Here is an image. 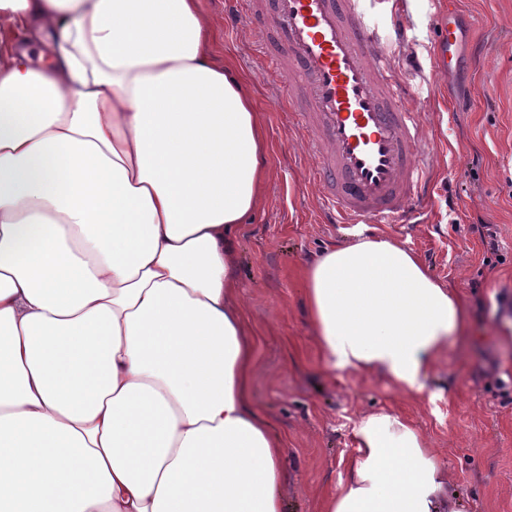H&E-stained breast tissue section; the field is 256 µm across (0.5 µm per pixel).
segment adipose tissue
Returning a JSON list of instances; mask_svg holds the SVG:
<instances>
[{
  "label": "adipose tissue",
  "instance_id": "adipose-tissue-1",
  "mask_svg": "<svg viewBox=\"0 0 512 512\" xmlns=\"http://www.w3.org/2000/svg\"><path fill=\"white\" fill-rule=\"evenodd\" d=\"M50 43L0 54V512H283L285 444L251 403L236 232L269 170L199 0H0ZM322 371L420 394L466 304L395 238L303 270ZM321 512H460L399 416L367 413Z\"/></svg>",
  "mask_w": 512,
  "mask_h": 512
}]
</instances>
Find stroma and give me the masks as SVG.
<instances>
[{
	"mask_svg": "<svg viewBox=\"0 0 512 512\" xmlns=\"http://www.w3.org/2000/svg\"><path fill=\"white\" fill-rule=\"evenodd\" d=\"M406 39L395 45L419 119L437 142L434 196L418 224H383L440 282L465 300L471 332L448 346L423 394L398 392L387 376L318 372L302 265L353 240L354 224H329L310 157L283 90L266 75L251 25L228 27L224 0H200L216 42L246 77L269 143L264 200L236 236V276L259 331L252 403L285 436L284 512H320L355 457L356 419L388 412L415 425L446 464L462 512H512V0H400ZM464 14L462 54L447 73L430 55L449 7ZM495 242L483 236L484 225Z\"/></svg>",
	"mask_w": 512,
	"mask_h": 512,
	"instance_id": "stroma-1",
	"label": "stroma"
}]
</instances>
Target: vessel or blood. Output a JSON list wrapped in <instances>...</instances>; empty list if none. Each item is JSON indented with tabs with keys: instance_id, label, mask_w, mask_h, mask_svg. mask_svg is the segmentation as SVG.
Here are the masks:
<instances>
[{
	"instance_id": "1",
	"label": "vessel or blood",
	"mask_w": 512,
	"mask_h": 512,
	"mask_svg": "<svg viewBox=\"0 0 512 512\" xmlns=\"http://www.w3.org/2000/svg\"><path fill=\"white\" fill-rule=\"evenodd\" d=\"M264 14L257 32L295 83L282 105L309 145L329 223L408 221L431 196L434 146L389 54L405 39L398 0H264ZM459 44L452 11L432 69H452Z\"/></svg>"
}]
</instances>
